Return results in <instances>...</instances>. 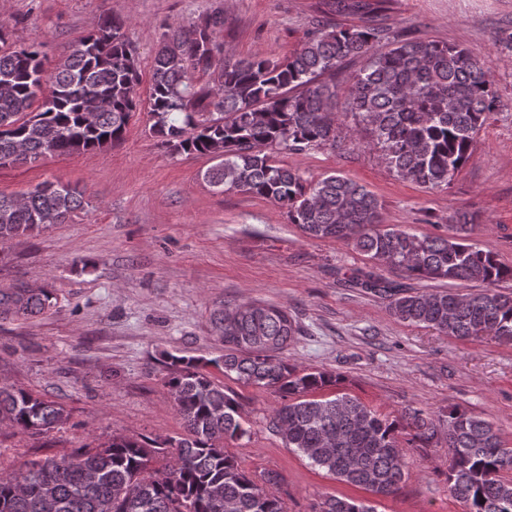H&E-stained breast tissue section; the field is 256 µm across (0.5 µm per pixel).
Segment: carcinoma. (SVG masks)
Masks as SVG:
<instances>
[{"label":"carcinoma","mask_w":512,"mask_h":512,"mask_svg":"<svg viewBox=\"0 0 512 512\" xmlns=\"http://www.w3.org/2000/svg\"><path fill=\"white\" fill-rule=\"evenodd\" d=\"M223 10L187 25H166L154 57L146 100L150 131L175 154L215 161L204 180L251 194L286 210L310 239H335L419 282L467 281L483 288L465 297L415 289L375 272L348 279L388 302L392 316L457 340L493 336L512 343V267L469 239L467 215L448 235L418 234L383 223L382 206L365 186L334 173L308 179L277 155L303 153L349 137L379 152L398 177L446 189L471 157L475 136L496 107L490 61L467 48L433 40H401L381 28L338 29L318 22L301 48L283 59L256 54L232 60L215 40ZM124 22L104 16L70 43L52 71L39 46L9 43L0 23V166L101 150L123 139L141 105L137 51ZM351 59L364 65L337 109L336 71ZM197 72L211 84H198ZM41 101L33 107L35 101ZM83 203L68 184L45 182L14 198L0 195V241L66 223ZM53 293L22 284L0 290V316H34ZM234 322L214 311L211 323L224 353L203 360L165 356L167 386L185 435L165 439L114 436L95 447L28 462L0 474V512H286L275 494L283 476L244 469L224 441L251 434L239 395L211 380V364L245 385L280 399L267 423L286 446L337 480L374 497L397 495L410 478L407 451L444 440L448 491L465 512H512V446L491 422L456 406L433 413L408 408L380 415L356 397L320 392L337 385L331 372L301 369L281 356L300 333L282 306H238ZM68 420L60 405L21 389L0 387V424L45 434ZM318 512H376L365 499L327 495Z\"/></svg>","instance_id":"obj_1"}]
</instances>
